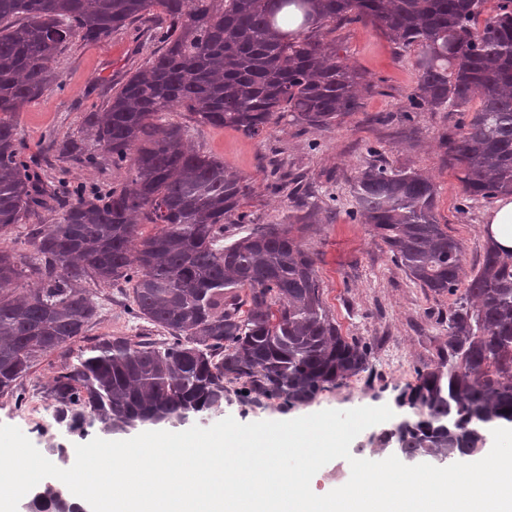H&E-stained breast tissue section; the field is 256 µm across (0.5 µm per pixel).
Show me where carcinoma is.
<instances>
[{
    "instance_id": "carcinoma-1",
    "label": "carcinoma",
    "mask_w": 512,
    "mask_h": 512,
    "mask_svg": "<svg viewBox=\"0 0 512 512\" xmlns=\"http://www.w3.org/2000/svg\"><path fill=\"white\" fill-rule=\"evenodd\" d=\"M484 0H0V238L44 205L14 117L60 85L53 63L74 39L104 40L159 12L167 21L149 68L134 73L86 138L128 182L107 195H67L58 221L32 233L31 255L0 248V396L18 394L39 358L85 335L98 315L84 283L132 287V317L167 333L98 341L61 367L49 396L71 431L112 436L171 424L237 395L308 404L368 369V349L342 336L325 307L313 254L292 224H262L230 244L253 185L224 161L190 150L185 129L159 122L175 109L195 122L257 138L289 112L311 127L357 112L364 77L322 31L371 21L398 45L423 49L414 101L465 108L446 141L472 199L512 193V0L481 29ZM357 212L397 264L435 293L461 283L462 245L436 218L433 182L369 167L352 187ZM156 231L145 235L141 225ZM35 288L17 291L25 273ZM376 436L404 457H471L493 429L512 428V249L487 241L480 271L448 311L438 361L416 372ZM56 512V485L31 490Z\"/></svg>"
}]
</instances>
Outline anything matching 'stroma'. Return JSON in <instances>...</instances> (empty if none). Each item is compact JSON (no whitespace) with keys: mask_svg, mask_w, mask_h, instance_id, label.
<instances>
[{"mask_svg":"<svg viewBox=\"0 0 512 512\" xmlns=\"http://www.w3.org/2000/svg\"><path fill=\"white\" fill-rule=\"evenodd\" d=\"M163 24L155 15L97 43L73 41L55 62L59 86L16 115L25 154L39 163L51 194L71 189L105 192L126 183V169L112 167L105 152L84 138L82 128L91 113L107 108L113 92L131 75L148 67L160 48L156 34ZM332 37L340 57L364 76L368 89L359 111L330 126L313 128L287 115L261 137L249 138L230 128L197 124L179 109L162 114L161 121L182 126L193 148L251 179L254 191L242 210L252 223H302L297 238L318 256L316 270L326 306L342 336L367 346L369 366L305 406L290 408L277 400L261 405L236 397L221 409L170 424V431L207 428L229 416L252 423L290 420L325 409L392 407L414 383L417 369L436 362L455 297L410 280L357 213L351 186L366 167L383 164L431 178L437 189L438 221L463 244L465 278H472L483 263V227L495 202L469 199L443 144L448 135L461 132L478 102H471L465 112L414 107L420 46L399 47L368 21L337 24ZM77 150L94 155V162L74 160ZM276 178L284 190L272 189ZM58 216L55 205H48L0 237V247L20 258L30 256L33 229L48 228ZM86 287L100 315L85 336L36 362L23 382L24 401L0 396V424L20 428L40 452L53 446L67 449L66 457L54 460L62 469L74 464V446L98 437L99 430L88 426L73 432L56 423L53 402L46 395L55 372L76 362L82 350L101 338L162 336L161 330L130 316L129 285L91 279Z\"/></svg>","mask_w":512,"mask_h":512,"instance_id":"stroma-1","label":"stroma"}]
</instances>
